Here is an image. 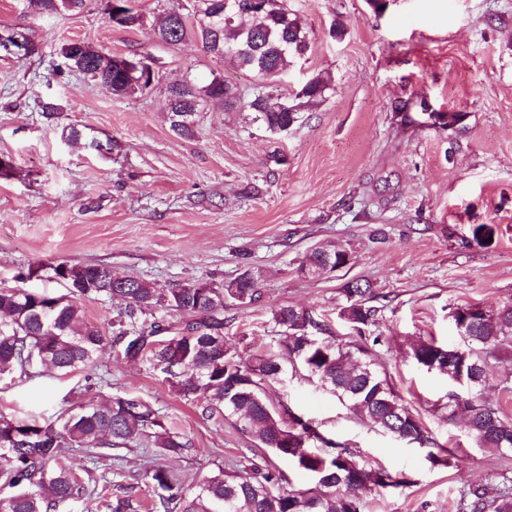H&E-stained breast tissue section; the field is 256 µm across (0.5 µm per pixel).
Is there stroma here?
Instances as JSON below:
<instances>
[{
  "label": "stroma",
  "mask_w": 512,
  "mask_h": 512,
  "mask_svg": "<svg viewBox=\"0 0 512 512\" xmlns=\"http://www.w3.org/2000/svg\"><path fill=\"white\" fill-rule=\"evenodd\" d=\"M99 3L38 14L27 0H0V30L24 31L36 45L26 59L0 54V159L10 163L0 172V289L64 293L61 264L101 265L164 288L231 279L248 264L261 273L260 298L224 308V334L247 359L284 341L270 321L282 305L322 315L337 340L355 339L338 317L339 289L369 280L387 297L370 328L382 339L375 369L428 443L370 427L304 378L269 387L268 398L322 422L324 436L361 464L411 477V487L365 495L363 512H456L463 488L512 471V456L476 447L462 422L448 423L447 379L408 356L420 339L456 342L452 307L512 302V0H384L380 9L288 0L309 48L278 93L291 96L320 74L331 80L327 98L284 135L214 106L189 138L171 130L161 89L116 98L79 74L35 80L62 44L80 40L113 56L151 52L166 83L215 72L252 95L255 78L199 42H155L149 24L170 0H137L149 24L136 30L112 27ZM72 128L78 139H66ZM480 226L490 239L475 235ZM319 243L346 245L351 263L300 274ZM128 395L189 440L167 461L186 485L262 456L236 418L202 416L149 362L125 360L119 342L67 377L43 370L0 380V412L58 425L70 407ZM437 444L448 448L447 464H431ZM152 452L144 442L105 465L76 448L65 461L110 502L149 512L147 487L129 473Z\"/></svg>",
  "instance_id": "35a3bbf8"
}]
</instances>
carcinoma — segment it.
<instances>
[{
    "instance_id": "carcinoma-1",
    "label": "carcinoma",
    "mask_w": 512,
    "mask_h": 512,
    "mask_svg": "<svg viewBox=\"0 0 512 512\" xmlns=\"http://www.w3.org/2000/svg\"><path fill=\"white\" fill-rule=\"evenodd\" d=\"M86 0H28L40 14L79 12ZM205 12L171 8L152 25L156 43L176 46L188 37L198 39L208 53L251 73L258 88L243 103L237 89L212 78L197 84L173 82L166 87L165 110L171 130L180 136L193 133L195 115L212 103L231 111L247 110L272 134H281L298 122L299 114L322 101L330 90L328 80L317 74L295 96L292 111L282 108L281 98L270 92L293 59L308 49L307 34L298 17L283 0L247 13L244 20L224 21V0H202ZM112 26L139 29L143 14L125 9V16H108ZM22 47L23 55L35 52V43L22 31L0 39V51ZM67 68L98 81L117 98L148 89L141 74L114 63V57L82 41L60 48ZM342 244L314 249L300 272L323 265L328 255L345 259ZM71 291L53 298L52 330L43 329L40 318L47 304L43 295L9 288L0 289V377L37 376L35 360L62 375H70L91 363L107 336L84 319L81 299L119 296L125 307L112 322V334L124 342L128 359H145L168 376V381L187 400L202 398L207 417L234 416L241 429L258 441V447L289 460L314 479L307 489H289L282 471L269 459L234 472L219 474L187 487L162 458L180 454L190 442L168 431L158 414L138 397L117 398L107 405H79L65 411L55 428L20 425L0 415V512H56L65 501L88 494V488L61 458L69 448H81L98 458L100 449L129 448L144 436L153 438L151 457L131 473L151 489L159 512H361L362 495L411 484L404 474L368 468L352 452L325 438L318 427L292 412L287 405H273L266 387L286 375L306 376L335 396L363 422L400 440L423 443L424 429L387 379L380 377L369 361L372 347L381 342L338 341L307 309L281 306L271 313L273 328L288 333L284 350L261 351L243 360L224 336V305L248 304L259 298L261 274L244 265L236 277L219 284L190 282L170 288L131 277H120L96 265H63ZM340 319L361 336L372 326L386 296L361 279L340 288ZM190 316L175 336L160 339L165 332L157 321L138 326L140 316L158 309ZM458 343L446 346L433 340L410 344L409 357L426 370L436 371L466 393L448 392V421L466 414V431L479 448L501 455L512 453V418L500 405L488 401L483 391L488 381L489 359L512 349V302L495 310L477 304L456 306L450 311ZM325 448L314 451L311 444ZM457 512H512V476L494 475L485 484L460 493Z\"/></svg>"
}]
</instances>
